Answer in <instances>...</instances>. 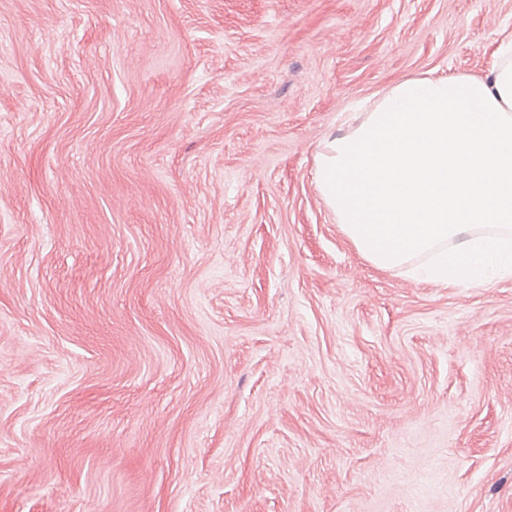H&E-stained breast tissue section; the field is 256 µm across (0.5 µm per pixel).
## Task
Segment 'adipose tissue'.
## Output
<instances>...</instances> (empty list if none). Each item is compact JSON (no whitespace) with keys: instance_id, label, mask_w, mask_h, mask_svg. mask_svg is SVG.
<instances>
[{"instance_id":"adipose-tissue-1","label":"adipose tissue","mask_w":512,"mask_h":512,"mask_svg":"<svg viewBox=\"0 0 512 512\" xmlns=\"http://www.w3.org/2000/svg\"><path fill=\"white\" fill-rule=\"evenodd\" d=\"M316 178L373 264L444 284L512 276V40L481 77L417 76L359 105Z\"/></svg>"}]
</instances>
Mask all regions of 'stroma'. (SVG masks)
Returning a JSON list of instances; mask_svg holds the SVG:
<instances>
[{"label": "stroma", "instance_id": "stroma-1", "mask_svg": "<svg viewBox=\"0 0 512 512\" xmlns=\"http://www.w3.org/2000/svg\"><path fill=\"white\" fill-rule=\"evenodd\" d=\"M512 0H0V512H512V278L367 261L357 102Z\"/></svg>", "mask_w": 512, "mask_h": 512}]
</instances>
